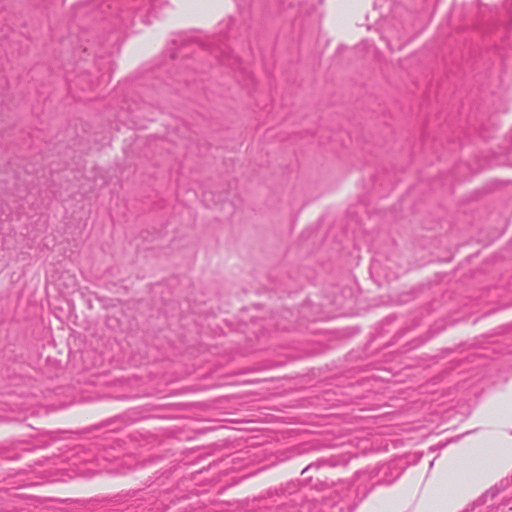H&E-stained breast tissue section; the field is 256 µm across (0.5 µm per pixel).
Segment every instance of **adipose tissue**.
Returning <instances> with one entry per match:
<instances>
[{"label":"adipose tissue","instance_id":"adipose-tissue-1","mask_svg":"<svg viewBox=\"0 0 512 512\" xmlns=\"http://www.w3.org/2000/svg\"><path fill=\"white\" fill-rule=\"evenodd\" d=\"M461 431L463 437L455 447L425 459L398 481L378 486L357 512H457L462 499L479 494L512 471V385L501 386L472 409ZM478 449L491 452L492 464L475 471L453 494H444L449 474Z\"/></svg>","mask_w":512,"mask_h":512}]
</instances>
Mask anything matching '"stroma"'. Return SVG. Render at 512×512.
Here are the masks:
<instances>
[{"label": "stroma", "mask_w": 512, "mask_h": 512, "mask_svg": "<svg viewBox=\"0 0 512 512\" xmlns=\"http://www.w3.org/2000/svg\"><path fill=\"white\" fill-rule=\"evenodd\" d=\"M175 2L29 0L0 34V84L61 73L84 99L55 130L32 95L0 99L26 119L0 127V512H355L512 384V126L494 119L512 111V0H394L346 41L289 0L160 25ZM34 40L49 54L25 55ZM309 77L310 105L285 95ZM160 109L158 136L106 167L45 159ZM227 248L269 303L218 318L237 282L207 258ZM309 281L318 303L273 305ZM295 456L297 475L259 482ZM458 512H512V471Z\"/></svg>", "instance_id": "35a3bbf8"}]
</instances>
